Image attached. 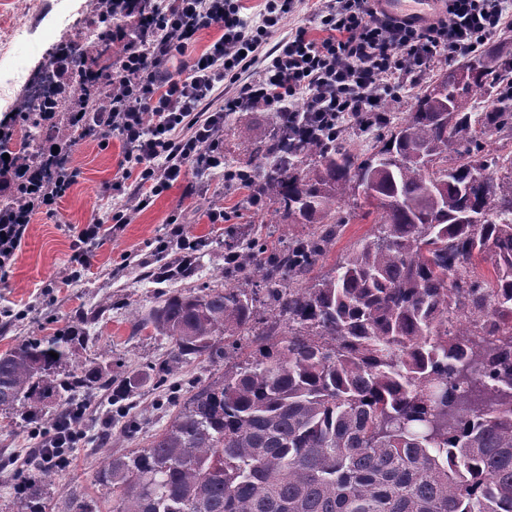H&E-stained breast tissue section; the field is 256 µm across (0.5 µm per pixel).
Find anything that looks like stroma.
Here are the masks:
<instances>
[{
  "label": "stroma",
  "mask_w": 512,
  "mask_h": 512,
  "mask_svg": "<svg viewBox=\"0 0 512 512\" xmlns=\"http://www.w3.org/2000/svg\"><path fill=\"white\" fill-rule=\"evenodd\" d=\"M58 10L57 0H40L32 13L25 12L23 0H0V22L22 27L29 38L22 57L0 60L1 78H9L20 61L33 70L40 66L44 38L55 27ZM273 123L269 112L229 116L222 137L227 167L263 178L270 165L256 157L254 147ZM123 151L116 137L105 146L93 138L80 141L70 155L79 176L58 200L55 217L32 212L10 276L0 281V355L27 337L50 336L78 324L91 340L76 346L72 365L118 373L134 384L121 401L112 400L102 388L84 392L87 410L72 464L45 485L39 482V468L26 462L37 445L35 438L22 428L18 412H0V512H21L13 498L21 480L40 484L45 512H66L75 496L94 499L99 512H112L111 502L95 483L105 457L149 444L194 387L224 373L223 364L200 359L171 365L164 377H157L169 341L149 331L132 335V312H147L159 294L171 288L196 289L230 279L254 287V279L233 277L228 254L241 251L250 240L282 247L310 230L306 224L269 223L271 206L252 207L246 191L228 188L219 171L202 178L188 175L139 207L137 199L109 190ZM219 211L226 213V220L210 223V214ZM116 213L126 215L127 221L112 224L91 242L92 266L72 262V229L96 217L110 222ZM187 258L190 269L179 273ZM164 267L174 269V277L157 279L156 271ZM127 418L134 420V430L125 428Z\"/></svg>",
  "instance_id": "1"
}]
</instances>
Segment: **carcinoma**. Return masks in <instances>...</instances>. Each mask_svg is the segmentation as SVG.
Listing matches in <instances>:
<instances>
[{
	"label": "carcinoma",
	"instance_id": "cac0c4a2",
	"mask_svg": "<svg viewBox=\"0 0 512 512\" xmlns=\"http://www.w3.org/2000/svg\"><path fill=\"white\" fill-rule=\"evenodd\" d=\"M501 69L484 50L429 81L400 123L378 113L368 156L342 132L296 142L274 124L254 149L273 161L257 191L280 220L316 228L272 258L250 249L230 264L265 284L285 326L257 335L258 354L237 361L254 291L172 289L134 313L132 335L169 340L162 367L233 364L148 447L105 458L97 481L112 512H512V153L492 157L484 141L488 130L512 139V110L466 111L473 93L497 91ZM97 75L67 74L87 82L69 106H109ZM492 167L502 174L475 180ZM36 192L33 180L17 187L13 205ZM354 192L345 214L339 201ZM358 209L374 216V232L309 277ZM478 213L483 223L466 222ZM87 338L65 328L1 355L0 411L19 405L29 423L66 392L63 415L77 425L79 392L113 385L122 399L131 381L94 369L54 385ZM18 495L23 512H45L32 487Z\"/></svg>",
	"mask_w": 512,
	"mask_h": 512
}]
</instances>
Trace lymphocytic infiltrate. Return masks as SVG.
<instances>
[{"label": "lymphocytic infiltrate", "instance_id": "f902f5d3", "mask_svg": "<svg viewBox=\"0 0 512 512\" xmlns=\"http://www.w3.org/2000/svg\"><path fill=\"white\" fill-rule=\"evenodd\" d=\"M158 2L161 19L130 41L127 65L100 78L111 108L70 115L83 137L123 142L112 189L124 193L136 179L143 205L188 173L220 168L225 183L251 188V205L261 206L254 177L223 166L228 116L271 112L298 138L332 141L346 122L421 85L435 62L465 58L512 32V0H438L421 24L387 14L379 0H263L256 16L244 14V0ZM304 5L320 37L304 26L279 36L282 21ZM211 27L219 37L194 53L200 32ZM77 175L65 152H48L34 173L45 186L34 207L54 217ZM28 226L24 212L0 208V280Z\"/></svg>", "mask_w": 512, "mask_h": 512}]
</instances>
